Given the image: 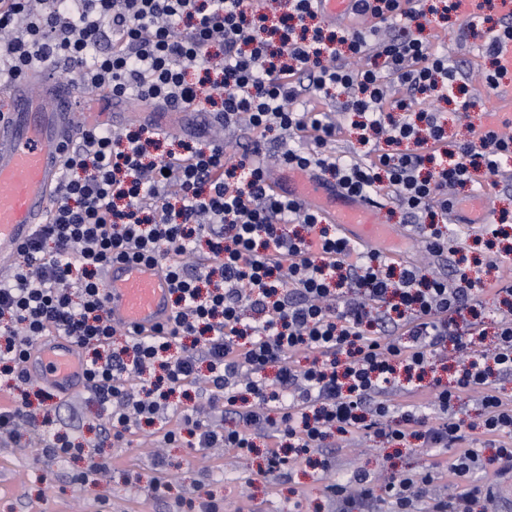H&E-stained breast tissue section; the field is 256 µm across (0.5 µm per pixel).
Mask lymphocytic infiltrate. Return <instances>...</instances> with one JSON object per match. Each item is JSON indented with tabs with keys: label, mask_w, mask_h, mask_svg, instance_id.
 <instances>
[{
	"label": "lymphocytic infiltrate",
	"mask_w": 512,
	"mask_h": 512,
	"mask_svg": "<svg viewBox=\"0 0 512 512\" xmlns=\"http://www.w3.org/2000/svg\"><path fill=\"white\" fill-rule=\"evenodd\" d=\"M281 1L0 0V32L10 36L0 74L52 61L79 90L191 109L224 127L223 139L184 140L153 158L146 150L160 134L147 123L77 138L50 223L0 281V377L16 390L12 407L0 410V434L38 430L25 365L34 342L64 336L81 352L85 390L106 412L115 443L153 418L158 398L192 388L222 402L238 425L201 419L194 407L164 430L166 442L245 454L262 438L275 471L334 435L389 445L412 438L451 449L450 462L381 483L356 473L329 486L336 512L376 499L394 512H462L461 503L495 494L492 483H471L475 470L512 474V400L495 383L512 375V280L493 285L492 297L507 302L493 349L481 350V322L455 328L479 298L475 279L357 249L315 210L276 195L270 165L257 157L313 170L370 202L391 196L415 218L448 214L449 189L473 183L474 171L502 174L512 134L479 126L452 143L436 112L416 109L419 96L449 99L463 87L447 52L418 37L428 18L417 0H351L375 39L345 27L330 37L319 27L296 35L295 23L320 13L315 0H286L293 23L273 49L256 27ZM336 89L343 99L332 108L297 106L303 95L319 100ZM351 128L364 159L330 149ZM405 142L410 150L389 152ZM127 258L165 270L173 318L165 332L120 349L105 278ZM402 376L413 384L397 406L387 394ZM244 391L252 402L242 401ZM469 397L480 410L475 425L457 412ZM485 448L492 457L483 458ZM440 475L460 492L422 502L423 487Z\"/></svg>",
	"instance_id": "1"
}]
</instances>
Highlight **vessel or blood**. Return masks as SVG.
I'll use <instances>...</instances> for the list:
<instances>
[{
	"mask_svg": "<svg viewBox=\"0 0 512 512\" xmlns=\"http://www.w3.org/2000/svg\"><path fill=\"white\" fill-rule=\"evenodd\" d=\"M69 86L47 65L15 77L9 84L10 111L0 114V279L14 273L21 248L37 225L47 223L50 202L61 178L64 159L78 130L99 124L100 113L87 112L70 98ZM274 192L310 205L324 222L379 249L391 240L378 224L372 205L341 192L315 172L274 168ZM464 207L480 224L488 223V190L474 193ZM170 281L158 266L113 262L105 281L114 323L143 335L167 327ZM30 361L46 384L78 389L83 366L78 349L63 336L42 340Z\"/></svg>",
	"mask_w": 512,
	"mask_h": 512,
	"instance_id": "b4317fda",
	"label": "vessel or blood"
}]
</instances>
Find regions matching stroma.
I'll return each instance as SVG.
<instances>
[{
  "instance_id": "35a3bbf8",
  "label": "stroma",
  "mask_w": 512,
  "mask_h": 512,
  "mask_svg": "<svg viewBox=\"0 0 512 512\" xmlns=\"http://www.w3.org/2000/svg\"><path fill=\"white\" fill-rule=\"evenodd\" d=\"M422 36L435 47L447 49L451 62L467 75L470 107H463L458 99L444 107L449 140L464 138L472 124L501 126L505 117L495 112L493 91L480 77L488 65L479 50L482 37L460 41L453 18L427 27ZM375 215L391 229L392 249L399 258L424 261L415 226L405 223L392 199H383ZM189 407V401L174 399L159 425L139 426L130 435L129 445L119 447L105 431L103 412L86 392L61 394L51 404V428L0 441V512H173L177 507L191 512V502L201 497L223 503L224 512H336L326 491L331 480L348 481L359 470L373 476L384 471H422L430 462L450 457L442 448H392L374 437L346 443L331 437L326 449L275 472L267 469L262 440L254 452L243 456L231 448L196 450L180 440L164 447L161 458H154L153 443L160 438L161 428L174 426ZM57 432L77 444H96L106 471L78 483L74 476L85 470L84 457H40L47 437ZM160 465L169 488L158 497L149 482Z\"/></svg>"
}]
</instances>
